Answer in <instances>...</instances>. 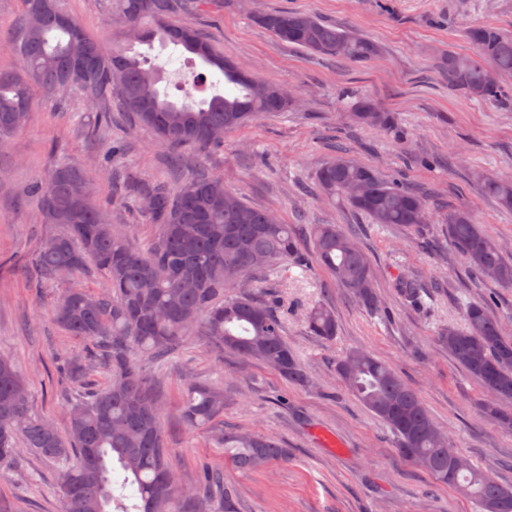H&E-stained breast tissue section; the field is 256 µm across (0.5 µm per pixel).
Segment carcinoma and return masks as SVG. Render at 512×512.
I'll use <instances>...</instances> for the list:
<instances>
[{"instance_id": "obj_1", "label": "carcinoma", "mask_w": 512, "mask_h": 512, "mask_svg": "<svg viewBox=\"0 0 512 512\" xmlns=\"http://www.w3.org/2000/svg\"><path fill=\"white\" fill-rule=\"evenodd\" d=\"M208 0H115L113 16L128 23L141 42L155 35L184 48L219 70L236 91L181 103L158 88L155 69L128 49H107L61 5L60 0H21V18L8 40L21 68L0 70V149L22 129L38 101L73 97L96 107L98 130L111 124L112 96L137 122L168 148L206 150L223 143L224 133L259 116L286 112L284 88L241 72L217 53L188 19ZM254 22L281 42L324 57L367 65L380 55L374 41L339 30L308 12H258ZM466 36L470 55L453 50L435 57L448 88L485 103H512V86L499 76L512 73V36L489 25L472 26ZM494 80H488V73ZM354 122L388 133L395 117L369 98L344 102ZM486 195L512 211V179L481 176ZM97 178L84 168L61 162L35 182L32 194L44 223L56 228L35 255L41 282L55 284L94 265L104 289L76 285L62 289L53 307L56 323L72 336L94 342L98 353L63 361L83 394L69 403L67 430L59 432L28 414V392L14 362L0 356V465L15 461L22 438L29 451L61 465L59 489L65 512H238L235 490L224 471L206 467L194 488H182L173 472L153 377L137 360L153 362L198 332L217 351H230L278 370L291 383L309 382L308 373L284 339V319L269 302L250 292L231 293L241 278L270 273L288 262L300 265L301 251L288 224L246 204L224 188V180L195 172L174 191L164 181L134 177L125 198L142 206L158 235L145 250L112 232L94 202ZM319 194L341 201L375 224L419 227L428 221L431 200L398 179L339 151L316 173ZM448 241L468 266L503 288H512V262L477 224L470 211L445 215ZM312 249L319 263L336 275L355 302L373 315L378 302L374 273L355 236L338 224H317ZM412 306L424 301L417 280L396 283ZM466 324L440 330L437 341L448 355L496 400L479 403L482 412L512 430V413L499 402L512 400V338L480 302L465 305ZM309 332L325 341L337 335L336 315L323 303L306 313ZM109 375L102 388L87 386L97 362ZM336 373L350 393L398 439L397 452L439 484L471 499L480 512H512V490L501 487L437 425L420 394L385 361L352 349L336 361ZM224 413V390L194 381L185 391L182 421L190 427L212 424ZM224 458L242 471L288 460V449L272 437L223 429Z\"/></svg>"}]
</instances>
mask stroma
<instances>
[{"instance_id":"35a3bbf8","label":"stroma","mask_w":512,"mask_h":512,"mask_svg":"<svg viewBox=\"0 0 512 512\" xmlns=\"http://www.w3.org/2000/svg\"><path fill=\"white\" fill-rule=\"evenodd\" d=\"M64 8L104 44L119 42L108 10L111 0H62ZM262 10L309 12L336 27L378 43L382 55L370 66L316 58L278 42L252 20ZM242 71L288 87L290 111L259 117L229 131L222 146L201 157L224 186L252 207L273 212L292 226L303 267L282 265L259 291L275 287L288 308L285 338L310 381L288 383L273 368L236 354L219 353L200 339L179 346L164 362L151 364L164 402L171 460L184 487L201 467L223 469L235 489L239 512H478L476 506L396 452L397 439L367 411L336 374V361L361 348L386 361L424 399L438 425L498 484L512 488V432L484 415V389L436 341L438 330L463 323L464 306L487 304L512 337V289L483 280L450 246L443 206H463L496 238L512 260V212L486 196L474 172L512 176V105L498 107L449 91L433 52L470 53L465 31L491 25L512 35V0H218L191 20ZM161 81L169 100L210 98L221 75L196 55L153 40L135 44ZM371 98L394 113L397 130L383 133L354 124L343 95ZM89 108L66 103L37 105L25 127L0 153V355L11 358L28 389L29 413L65 430L66 409L78 389L57 370L60 360L94 350L91 341L68 335L53 319L58 288L37 284L34 258L53 233L43 223L29 187L56 161L94 169L104 147L87 125ZM112 142L127 145L112 171L96 185L94 198L115 234L148 247L156 225L122 202L124 172L178 184L165 147L134 123L120 102L112 104ZM342 145L350 158L382 175L431 191L440 199L418 228L372 223L314 192L318 169ZM337 224L355 234L367 253L377 294L386 308L374 316L359 308L335 275L312 252V227ZM418 279L425 304L412 307L397 295L396 277ZM329 305L338 333L327 343L304 322L313 302ZM197 379L224 385L219 426L192 429L180 419L185 385ZM248 428L277 438L289 458L241 473L226 467L218 427ZM59 472L29 451L0 468V512H64Z\"/></svg>"}]
</instances>
